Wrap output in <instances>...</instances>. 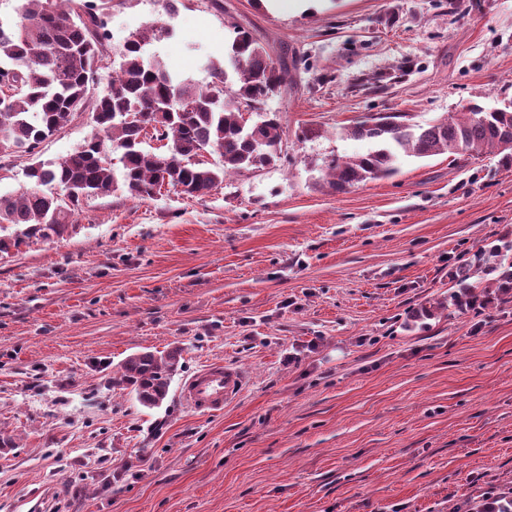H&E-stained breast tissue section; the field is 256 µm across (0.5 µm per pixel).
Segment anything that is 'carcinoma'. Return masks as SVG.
<instances>
[{"label": "carcinoma", "instance_id": "carcinoma-1", "mask_svg": "<svg viewBox=\"0 0 512 512\" xmlns=\"http://www.w3.org/2000/svg\"><path fill=\"white\" fill-rule=\"evenodd\" d=\"M19 21L0 24V160L28 157L26 184L0 195V225L24 226L0 236V254L34 241L60 238L75 226L84 200L121 190L146 200L171 187L188 197L220 188L231 175L258 172L281 159L283 129L267 99L286 81L288 67L240 26L224 51V65L212 82L198 88L148 57L149 37L135 33L121 52L109 86L88 97L106 52L112 0H21ZM259 113L250 123L247 110ZM88 113L97 135L53 161L38 159V148L75 118ZM165 150L142 148L147 131ZM366 140V152L333 159L326 182L344 193L367 180L388 177L401 156L441 154L478 161L490 154L512 165V106L487 112L476 101L431 123L419 124L399 112L370 115L342 129ZM216 154L219 161L203 160ZM496 272L495 291L512 299V235L475 251L456 267L448 305L459 310L484 303L489 287L473 277ZM182 351L128 356L112 376L114 387L131 389L152 409L166 399ZM454 512H512V489L463 502Z\"/></svg>", "mask_w": 512, "mask_h": 512}]
</instances>
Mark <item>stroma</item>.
I'll use <instances>...</instances> for the list:
<instances>
[{
	"label": "stroma",
	"mask_w": 512,
	"mask_h": 512,
	"mask_svg": "<svg viewBox=\"0 0 512 512\" xmlns=\"http://www.w3.org/2000/svg\"><path fill=\"white\" fill-rule=\"evenodd\" d=\"M112 0L94 92L127 38L206 86L234 25L274 59L282 159L209 195L85 200L64 238L0 256V512H453L512 488V301L445 308L457 265L512 233V167L404 158L339 194L342 128L375 112L432 122L512 102V0ZM97 132L75 119L38 148ZM434 309L426 325L412 313ZM182 350L163 405L111 377ZM244 376L224 412L179 391L204 366Z\"/></svg>",
	"instance_id": "35a3bbf8"
}]
</instances>
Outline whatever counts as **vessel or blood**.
Here are the masks:
<instances>
[{"label":"vessel or blood","instance_id":"1","mask_svg":"<svg viewBox=\"0 0 512 512\" xmlns=\"http://www.w3.org/2000/svg\"><path fill=\"white\" fill-rule=\"evenodd\" d=\"M243 388V376L234 368L221 364L206 366L184 384L181 397L185 405L197 413L223 411Z\"/></svg>","mask_w":512,"mask_h":512}]
</instances>
